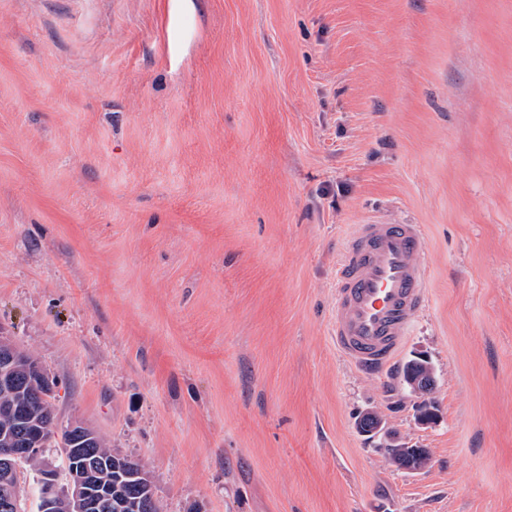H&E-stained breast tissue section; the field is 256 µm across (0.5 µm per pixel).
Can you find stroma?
Returning <instances> with one entry per match:
<instances>
[{"mask_svg":"<svg viewBox=\"0 0 512 512\" xmlns=\"http://www.w3.org/2000/svg\"><path fill=\"white\" fill-rule=\"evenodd\" d=\"M375 221L430 425L329 334ZM0 328L164 512H512V0H0ZM401 376L410 391L422 399L418 405V420L421 424L435 423L438 410L437 402L431 396L435 378L431 362L422 354L413 355L403 364ZM386 448L390 460L400 468L407 470H419L429 461L428 451L417 446H408V443L401 441H388L384 438L381 443Z\"/></svg>","mask_w":512,"mask_h":512,"instance_id":"35a3bbf8","label":"stroma"}]
</instances>
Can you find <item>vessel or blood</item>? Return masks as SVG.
Here are the masks:
<instances>
[{"label": "vessel or blood", "instance_id": "vessel-or-blood-1", "mask_svg": "<svg viewBox=\"0 0 512 512\" xmlns=\"http://www.w3.org/2000/svg\"><path fill=\"white\" fill-rule=\"evenodd\" d=\"M426 242L418 224H361L336 265L330 336L368 375L397 358L426 302Z\"/></svg>", "mask_w": 512, "mask_h": 512}]
</instances>
